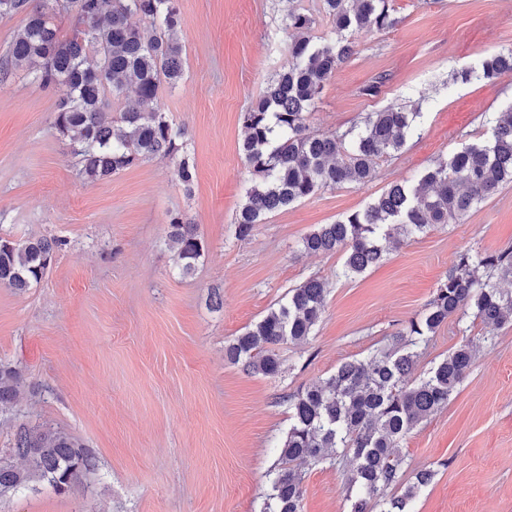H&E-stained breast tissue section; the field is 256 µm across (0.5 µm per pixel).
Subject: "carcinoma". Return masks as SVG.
<instances>
[{"label":"carcinoma","instance_id":"obj_1","mask_svg":"<svg viewBox=\"0 0 512 512\" xmlns=\"http://www.w3.org/2000/svg\"><path fill=\"white\" fill-rule=\"evenodd\" d=\"M391 2L323 0L332 37L319 41L311 35L316 18L304 9L288 10L287 26L294 34L288 61L240 115L241 152L260 180L239 207L237 239L250 237L268 214L321 189L371 181L375 161L401 150L415 130L420 113L403 107L370 112L341 133H314L307 124L325 84L353 54L347 33L394 28L398 19ZM16 14L25 21L12 36L5 65H27L42 88L69 89L54 126L69 141L83 181H103L143 159L161 157L174 164L185 187L191 186L194 163L186 129L154 107L162 89H174L183 79L180 0H0L1 18ZM61 15L73 20L68 34L57 23ZM135 16L147 25H132ZM473 76L511 77L512 49L486 55L479 68L461 71L466 81ZM111 98L121 106L117 120ZM492 123V141L440 158L418 184L392 183L363 210L318 225L301 239L304 251L343 252L339 275L354 278L382 262V242L399 245L435 224L464 221L473 207L512 182V106L496 113ZM167 238L180 274H192L204 254L198 225L172 215ZM60 246L47 237L0 236V284L25 291L40 282ZM493 277L512 281V250L477 258L460 253L425 312L408 321L391 350L343 362L325 381L288 397L291 424L279 446L264 512H302L299 466L340 456L351 463L350 512H370L373 501L384 506L382 512H407L433 473L421 470L403 485L401 442L448 404L476 355L464 342L416 377L418 348L459 312L471 309L474 319L495 327L512 322V290L490 283ZM326 297V284L318 278L289 289L278 306L225 347L226 358L252 374H279L278 346L310 336ZM20 390L19 373L0 364V406L14 403ZM95 467L94 458L68 433L22 427L12 451L0 455V497L44 482L66 491Z\"/></svg>","mask_w":512,"mask_h":512}]
</instances>
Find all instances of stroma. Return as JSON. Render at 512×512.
Wrapping results in <instances>:
<instances>
[{
	"mask_svg": "<svg viewBox=\"0 0 512 512\" xmlns=\"http://www.w3.org/2000/svg\"><path fill=\"white\" fill-rule=\"evenodd\" d=\"M293 5L317 15L314 36L329 33L320 0H181L185 79L155 106L188 128V188L160 158L81 181L54 128L66 88H41L21 67L0 76V235L62 242L40 283L0 285V362L22 379L19 398L0 409V454L20 427L44 424L98 460L74 489L32 485L0 498V512H262L288 397L389 348L460 252L512 248V184L463 223L431 227L352 279L337 275L342 253L300 245L391 183L417 182L438 157L489 140L487 119L512 103V77L451 74L512 48V0H393V29L353 34L354 53L326 85L311 131H343L389 106L418 109L416 130L378 159L372 181L320 190L236 239L235 215L255 179L239 115L288 59ZM379 77V92L366 94ZM174 213L197 224L205 246L188 277L167 243ZM313 277L329 283L325 311L306 341L278 347L280 373L230 363L225 346ZM468 339L479 348L471 369L402 444L406 479L434 472L410 512H512V325L450 319L416 372ZM349 469L342 457L304 467L303 512H350Z\"/></svg>",
	"mask_w": 512,
	"mask_h": 512,
	"instance_id": "1",
	"label": "stroma"
}]
</instances>
